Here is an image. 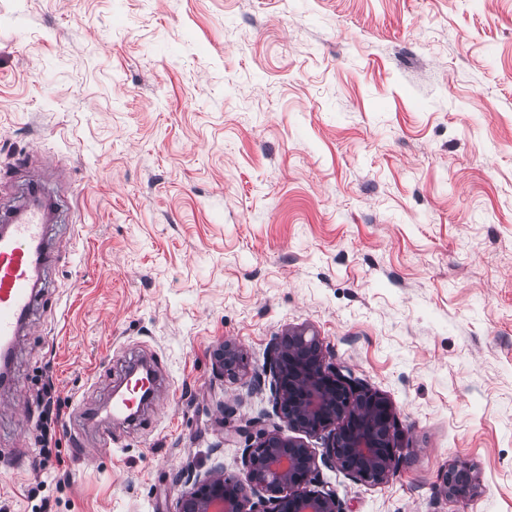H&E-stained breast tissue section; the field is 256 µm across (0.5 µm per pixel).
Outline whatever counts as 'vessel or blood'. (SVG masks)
<instances>
[{
  "instance_id": "obj_1",
  "label": "vessel or blood",
  "mask_w": 512,
  "mask_h": 512,
  "mask_svg": "<svg viewBox=\"0 0 512 512\" xmlns=\"http://www.w3.org/2000/svg\"><path fill=\"white\" fill-rule=\"evenodd\" d=\"M56 202L44 184L28 180L26 202L0 215V364L9 362L14 341L30 323L42 295V272L52 259L46 226ZM146 377H132L127 390L113 394L109 413L130 416L139 404V394L153 389Z\"/></svg>"
}]
</instances>
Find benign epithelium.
I'll list each match as a JSON object with an SVG mask.
<instances>
[{
    "label": "benign epithelium",
    "mask_w": 512,
    "mask_h": 512,
    "mask_svg": "<svg viewBox=\"0 0 512 512\" xmlns=\"http://www.w3.org/2000/svg\"><path fill=\"white\" fill-rule=\"evenodd\" d=\"M218 362L231 374L241 357L226 344ZM265 369L273 378L274 408L288 428L324 437L323 464L364 484L381 483L396 472L400 447L392 402L326 364L312 329L289 330L274 342ZM249 428L256 430V440L244 449L246 481L188 469L177 512H342L335 492L316 485L318 465L310 448L278 429H266L260 416ZM477 491L466 462L441 475L440 493L447 499L468 501Z\"/></svg>",
    "instance_id": "7a95c632"
}]
</instances>
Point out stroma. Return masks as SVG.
Masks as SVG:
<instances>
[{
  "instance_id": "obj_1",
  "label": "stroma",
  "mask_w": 512,
  "mask_h": 512,
  "mask_svg": "<svg viewBox=\"0 0 512 512\" xmlns=\"http://www.w3.org/2000/svg\"><path fill=\"white\" fill-rule=\"evenodd\" d=\"M0 169V211L41 176L61 244L15 343L27 416L0 397V512L244 478L242 427L286 426L253 379L301 325L397 413L387 481L318 467L345 512H512V0H0ZM138 362L169 398L104 421ZM44 393L46 397L45 401V410L43 415L42 425L40 427V441L43 445V448H51L52 443L54 447L58 444V439H56V430L54 424L57 423L58 414L54 413L53 406L54 400L52 395V386L50 383L44 386ZM53 415L55 416L53 419ZM53 423V427L51 424ZM460 475L465 477V483L457 481V477ZM477 491V478L473 474L471 466L466 462L454 464L441 475L440 493L447 499L457 502L468 501L477 494Z\"/></svg>"
}]
</instances>
